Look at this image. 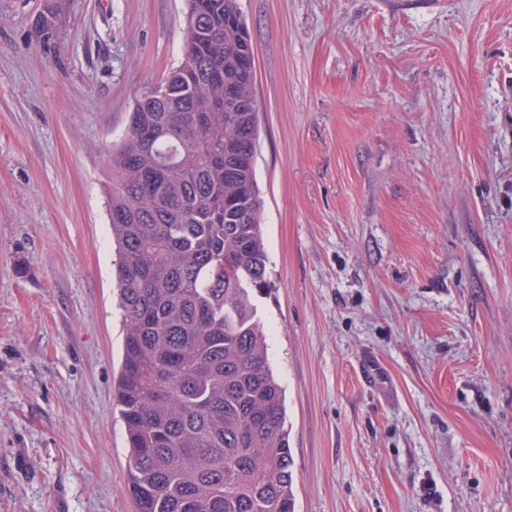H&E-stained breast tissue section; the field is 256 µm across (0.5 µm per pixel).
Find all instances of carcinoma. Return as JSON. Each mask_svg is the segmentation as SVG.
Here are the masks:
<instances>
[{
    "label": "carcinoma",
    "instance_id": "1",
    "mask_svg": "<svg viewBox=\"0 0 512 512\" xmlns=\"http://www.w3.org/2000/svg\"><path fill=\"white\" fill-rule=\"evenodd\" d=\"M239 0H187L180 63L108 149L122 354L112 383L137 512H295Z\"/></svg>",
    "mask_w": 512,
    "mask_h": 512
}]
</instances>
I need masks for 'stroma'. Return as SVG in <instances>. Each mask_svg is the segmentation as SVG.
Listing matches in <instances>:
<instances>
[{
    "mask_svg": "<svg viewBox=\"0 0 512 512\" xmlns=\"http://www.w3.org/2000/svg\"><path fill=\"white\" fill-rule=\"evenodd\" d=\"M295 512H512V0H240ZM185 0H0V512H135L102 155Z\"/></svg>",
    "mask_w": 512,
    "mask_h": 512,
    "instance_id": "obj_1",
    "label": "stroma"
}]
</instances>
